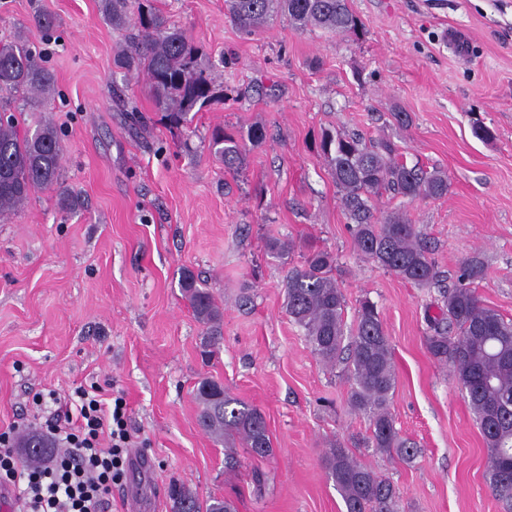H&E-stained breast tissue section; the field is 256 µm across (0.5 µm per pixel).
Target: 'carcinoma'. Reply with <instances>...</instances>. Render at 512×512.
Returning a JSON list of instances; mask_svg holds the SVG:
<instances>
[{
  "mask_svg": "<svg viewBox=\"0 0 512 512\" xmlns=\"http://www.w3.org/2000/svg\"><path fill=\"white\" fill-rule=\"evenodd\" d=\"M224 5L231 21L246 35L259 32L278 15L300 30L365 34L363 22L347 0H224ZM101 10L112 29L122 33L115 65L127 76L142 74L148 79L156 107L170 124L188 123L190 112L211 99L213 78L183 32L161 12L144 8L142 0H101ZM4 91L37 100L55 91L53 73L20 35L0 44V216L20 208L32 192L52 187L57 188L61 206H74L76 200L58 188L63 145L56 131L44 124L31 134L20 133ZM265 138V128L256 125L239 136L216 131L212 147L224 161V169L237 173L245 162L246 143L259 144ZM319 148L342 206L355 224L357 250L405 281L421 287L435 284V263L407 214L392 212L378 224L374 202L383 189L410 202L441 198L448 194V174L437 168L410 167L399 159L390 141L367 140L356 133L326 132ZM335 267V256L319 249L287 272L288 315L303 329L311 352L321 362L329 367L344 363L352 381L350 410L368 421L367 434L356 447L410 460L420 449L401 437L390 411L396 374L380 313L369 299L359 301L354 332L345 336L346 300L333 276ZM483 276L479 261L462 263L457 284L444 292L441 316L432 319L427 349L449 368L468 401L486 444L489 488L512 512V320L484 305L471 288ZM179 286L196 318L208 326V344L215 345L224 307L187 269L180 273ZM194 398L198 425L217 442L237 441L256 459L272 455L266 418L259 409L233 397L223 383L211 378L198 382ZM16 444L27 449L23 460L30 465L45 463L54 447L33 428L19 435ZM323 465L346 512H395L398 496L393 484L360 463L344 443L328 441ZM170 498L172 512H237L231 499L201 502L183 486L171 488Z\"/></svg>",
  "mask_w": 512,
  "mask_h": 512,
  "instance_id": "cac0c4a2",
  "label": "carcinoma"
}]
</instances>
